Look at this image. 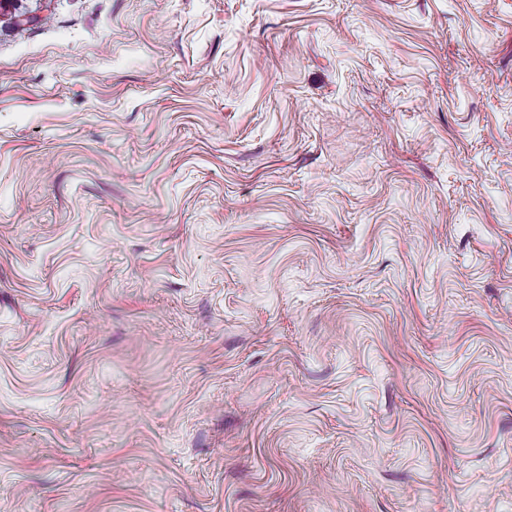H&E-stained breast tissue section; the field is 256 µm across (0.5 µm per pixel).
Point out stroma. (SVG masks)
Instances as JSON below:
<instances>
[{
    "mask_svg": "<svg viewBox=\"0 0 512 512\" xmlns=\"http://www.w3.org/2000/svg\"><path fill=\"white\" fill-rule=\"evenodd\" d=\"M512 0H0V512H512Z\"/></svg>",
    "mask_w": 512,
    "mask_h": 512,
    "instance_id": "1",
    "label": "stroma"
}]
</instances>
